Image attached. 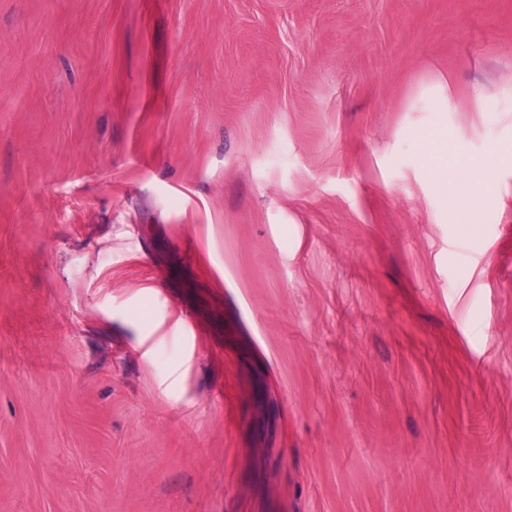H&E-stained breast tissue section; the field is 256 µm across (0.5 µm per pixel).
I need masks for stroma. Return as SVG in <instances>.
Masks as SVG:
<instances>
[{
	"label": "stroma",
	"instance_id": "obj_1",
	"mask_svg": "<svg viewBox=\"0 0 512 512\" xmlns=\"http://www.w3.org/2000/svg\"><path fill=\"white\" fill-rule=\"evenodd\" d=\"M508 93L512 0H0V512H512ZM444 148L437 149L429 146L425 151V164L439 178L441 195L448 202V183L460 187L465 186L471 192H477L484 182L483 167L472 163L461 167L456 162L453 153L448 149V130L443 134Z\"/></svg>",
	"mask_w": 512,
	"mask_h": 512
}]
</instances>
